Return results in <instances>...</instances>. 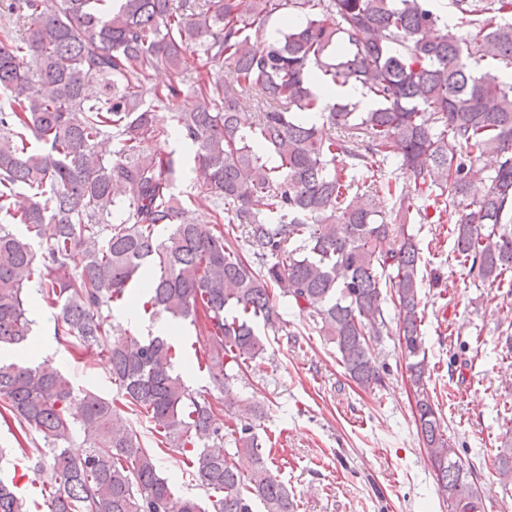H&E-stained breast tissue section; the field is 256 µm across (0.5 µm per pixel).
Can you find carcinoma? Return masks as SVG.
<instances>
[{
	"instance_id": "cac0c4a2",
	"label": "carcinoma",
	"mask_w": 512,
	"mask_h": 512,
	"mask_svg": "<svg viewBox=\"0 0 512 512\" xmlns=\"http://www.w3.org/2000/svg\"><path fill=\"white\" fill-rule=\"evenodd\" d=\"M7 0L29 26L0 27V402L43 446L21 449L27 470L48 472L49 512H295L255 432V407L234 392L288 299L334 345L358 385L382 383L373 344L390 331L408 358L415 421L450 512H483V500L445 438L427 384L419 310V243L411 215L461 208L455 259L489 284L512 273V82L470 63L512 64V0ZM289 18L257 45L273 13ZM458 32L448 30V15ZM196 107L176 110L177 77L190 56ZM233 70L234 86L220 70ZM164 65L174 79L146 83ZM360 86L372 108L330 102L316 86ZM264 99L245 113L239 97ZM173 111L172 129L156 109ZM324 114L330 130L313 113ZM193 153L195 192L174 193L171 130ZM112 140L104 155L99 143ZM491 154L492 172L478 166ZM409 174L424 200L386 178ZM402 215L387 222L383 200ZM209 210L191 220L192 207ZM246 225L260 267L224 238ZM22 224L41 256L12 230ZM170 229L166 238L159 227ZM274 261L267 263L266 256ZM76 271L69 272L70 264ZM146 277L143 313L199 327L187 362L168 336L119 333L103 308L131 298ZM61 309L57 341L91 349L106 341L117 398L75 391L51 361L31 366V293ZM206 369L224 403L246 418L224 426L175 366ZM78 405L79 413L71 412ZM128 409L182 451L211 510L177 497ZM82 436V453L70 451ZM234 445L223 452L224 443ZM512 477V441L489 461ZM0 512H28L13 478L0 476Z\"/></svg>"
}]
</instances>
